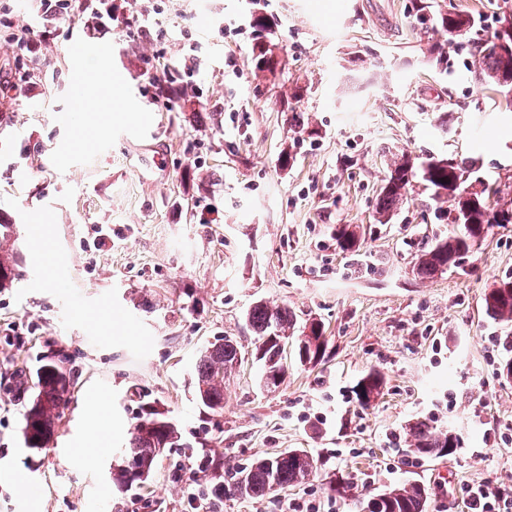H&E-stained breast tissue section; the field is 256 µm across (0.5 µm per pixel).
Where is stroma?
Returning a JSON list of instances; mask_svg holds the SVG:
<instances>
[{"instance_id":"1","label":"stroma","mask_w":512,"mask_h":512,"mask_svg":"<svg viewBox=\"0 0 512 512\" xmlns=\"http://www.w3.org/2000/svg\"><path fill=\"white\" fill-rule=\"evenodd\" d=\"M423 0H144L169 39L122 21L99 26L37 18L35 0H0L14 23L44 34L38 53L0 39V80L29 75L32 89L0 106V255L19 276L0 288V512H185L174 468L207 452L218 474L276 449L318 460L302 484L260 498L208 500L207 512H290L335 503L366 512L369 499L422 485L424 512H466L461 488L512 487V380L499 374L512 342L487 317L483 294L512 274V222L492 225L459 266L428 280L414 271L412 239L447 235L448 204L414 180L392 221L376 196L393 155L470 161V181L499 185L494 211H512V109L482 84L447 35L448 67L429 60L415 20ZM269 18L276 74L258 70L253 14ZM208 27H201V19ZM242 26L239 35L225 26ZM112 48V110L102 125L76 109L75 38ZM195 53L176 106L150 73ZM309 118L310 132L292 124ZM367 235L357 252L339 225ZM112 241L94 247L99 227ZM64 269L57 288L47 267ZM322 321L321 362L292 365L268 390L247 313L256 302ZM229 338L243 360L224 382V411L204 412L196 364ZM62 350L76 389L55 441L21 438L14 373ZM384 376L369 408L354 395ZM176 424L181 442L157 458L137 494L119 493L115 458L136 421L139 394ZM105 407L97 436L85 415ZM427 422L452 432L450 455L412 465L405 432ZM224 431L211 432L214 422ZM108 449L93 456L100 439ZM383 376L380 371L374 370L362 377L355 386V396L359 403L366 406L363 401L373 393L381 392L383 387Z\"/></svg>"}]
</instances>
